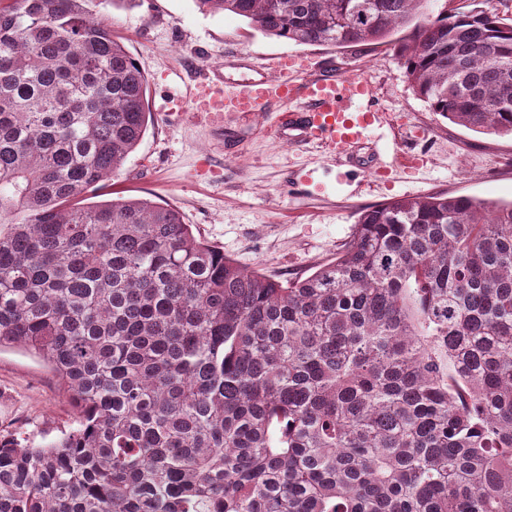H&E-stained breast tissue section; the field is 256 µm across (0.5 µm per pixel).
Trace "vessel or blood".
<instances>
[{
  "mask_svg": "<svg viewBox=\"0 0 512 512\" xmlns=\"http://www.w3.org/2000/svg\"><path fill=\"white\" fill-rule=\"evenodd\" d=\"M253 71L230 85L223 72L214 71L190 90L193 109L242 117L262 112L278 136L328 144L346 154L368 145L371 131L381 125L368 78L312 73L299 59L285 56L269 58Z\"/></svg>",
  "mask_w": 512,
  "mask_h": 512,
  "instance_id": "vessel-or-blood-1",
  "label": "vessel or blood"
}]
</instances>
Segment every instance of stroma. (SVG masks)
I'll list each match as a JSON object with an SVG mask.
<instances>
[{
  "label": "stroma",
  "mask_w": 512,
  "mask_h": 512,
  "mask_svg": "<svg viewBox=\"0 0 512 512\" xmlns=\"http://www.w3.org/2000/svg\"><path fill=\"white\" fill-rule=\"evenodd\" d=\"M96 11L144 70L154 116L103 200L124 195L175 207L197 237L247 269L278 281L308 276L350 240L364 207L394 198L451 193L512 201V137L475 133L430 112L392 46L299 45L231 13L200 12L194 0H139L132 8L99 0ZM228 56L237 59L236 79L271 56L300 57L313 69L332 62L367 76L387 118L377 134L390 174L378 178L323 148L272 140L259 115L233 116L219 128L198 121L184 97ZM418 129L427 133L423 166L395 169V144ZM306 171L311 182L297 183ZM76 419L70 392L39 357L0 349V436L45 445Z\"/></svg>",
  "instance_id": "stroma-1"
}]
</instances>
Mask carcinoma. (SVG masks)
I'll return each instance as SVG.
<instances>
[{
    "instance_id": "carcinoma-1",
    "label": "carcinoma",
    "mask_w": 512,
    "mask_h": 512,
    "mask_svg": "<svg viewBox=\"0 0 512 512\" xmlns=\"http://www.w3.org/2000/svg\"><path fill=\"white\" fill-rule=\"evenodd\" d=\"M94 0H0V347L71 392L0 437V512H512V202L364 208L272 280L146 199L88 204L152 123ZM302 45L396 46L431 111L512 136V22L429 0H194Z\"/></svg>"
}]
</instances>
